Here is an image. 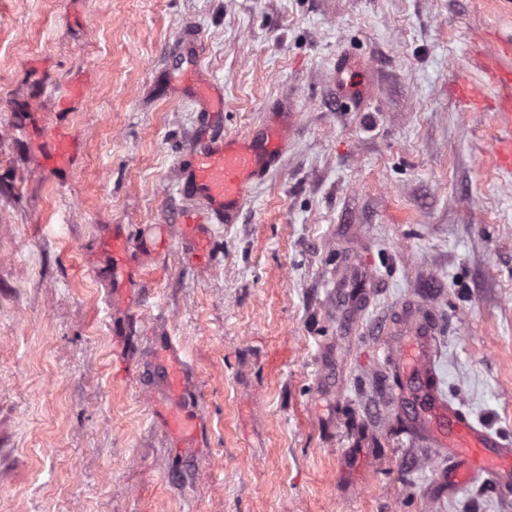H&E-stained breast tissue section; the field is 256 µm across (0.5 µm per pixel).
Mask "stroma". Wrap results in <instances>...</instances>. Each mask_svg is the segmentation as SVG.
<instances>
[{
    "mask_svg": "<svg viewBox=\"0 0 512 512\" xmlns=\"http://www.w3.org/2000/svg\"><path fill=\"white\" fill-rule=\"evenodd\" d=\"M492 36L498 0H0V512H512L449 488L393 354L429 321L437 388L512 439V172L454 91ZM279 112L187 253L195 144ZM167 341L199 448L144 393Z\"/></svg>",
    "mask_w": 512,
    "mask_h": 512,
    "instance_id": "35a3bbf8",
    "label": "stroma"
}]
</instances>
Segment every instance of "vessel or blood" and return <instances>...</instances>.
Instances as JSON below:
<instances>
[{
    "label": "vessel or blood",
    "instance_id": "vessel-or-blood-1",
    "mask_svg": "<svg viewBox=\"0 0 512 512\" xmlns=\"http://www.w3.org/2000/svg\"><path fill=\"white\" fill-rule=\"evenodd\" d=\"M506 56H512V42L494 43L484 68L487 82L501 87L500 95L487 97L482 85L468 81L459 85L458 93L468 111L491 113L497 164L512 170V71L499 64ZM290 125L284 114L252 139L204 142L185 171V187L205 198L219 222L234 223L251 186L278 164ZM410 334L411 342L398 352V363L414 383L417 415L438 424L435 444L454 462L452 484L462 488L478 480L496 484L512 477V440L492 432L431 386L429 326L416 323Z\"/></svg>",
    "mask_w": 512,
    "mask_h": 512
}]
</instances>
